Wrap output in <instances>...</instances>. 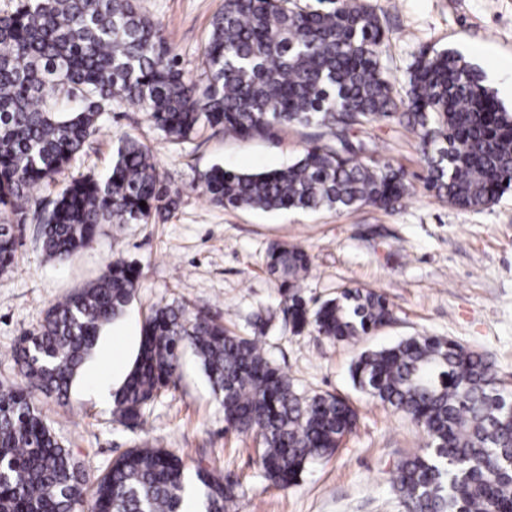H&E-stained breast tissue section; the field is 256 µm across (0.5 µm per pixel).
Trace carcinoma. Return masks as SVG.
Returning a JSON list of instances; mask_svg holds the SVG:
<instances>
[{"label": "carcinoma", "mask_w": 512, "mask_h": 512, "mask_svg": "<svg viewBox=\"0 0 512 512\" xmlns=\"http://www.w3.org/2000/svg\"><path fill=\"white\" fill-rule=\"evenodd\" d=\"M384 37L368 0L315 9L293 0H224L202 50L200 82L179 68L136 0H18L0 13V272L14 266L13 226L26 223L35 190L56 181L121 102L174 140L201 125L242 138L288 124L332 136L286 167H211L201 187L217 206L395 209L409 194L404 172L362 157L365 145L351 140L380 120L412 128L440 199L462 210L496 203L512 190V112L452 51L421 53L396 85L381 61ZM175 205L156 154L130 138L106 176L73 179L43 209L42 252L64 265L92 243L99 225L147 224ZM265 259L296 333L311 327L349 341L392 321L382 294L358 288L309 307L300 288L311 263L299 246L272 244ZM139 278L133 265L110 261L94 282L52 305L39 330L20 337L16 363L25 383L0 386V512H183L195 487L204 490L205 512H224L235 498L236 483L202 466L191 473L182 456L147 443L92 478L40 409L41 394L66 404L102 327L124 313ZM187 347L224 422L260 437L258 464L280 488L295 485L355 428L357 412L345 399L299 392L259 337L175 303L155 306L144 324L113 396L119 424H142L146 408L178 377ZM350 375L426 435L422 453L401 459L388 478L404 512H512V391L493 364L451 339L422 334L362 352Z\"/></svg>", "instance_id": "1"}]
</instances>
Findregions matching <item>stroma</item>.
Segmentation results:
<instances>
[{
  "mask_svg": "<svg viewBox=\"0 0 512 512\" xmlns=\"http://www.w3.org/2000/svg\"><path fill=\"white\" fill-rule=\"evenodd\" d=\"M387 20L382 63L395 82L425 50L460 54L483 84L512 109V0H370ZM223 0H137L160 24L180 68L203 79L201 48ZM310 130L279 128L264 138L237 139L204 127L189 140L167 138L137 107L109 113L101 134L71 162L58 182L38 188L54 198L61 183L107 171L125 137L154 148L178 205L151 224L100 225L91 246L65 265L46 262L37 227L16 233L13 270L0 274V384L22 377L14 360L20 336L36 331L47 309L94 281L119 257L141 267L140 288L124 315L103 327L92 355L74 379L67 405L42 401L62 445L98 474L142 439L176 450L236 482L225 512H402L387 478L397 460L425 445L402 414L356 391L349 371L364 350L419 334L444 336L483 355L512 388V192L481 210H460L425 185L426 164L405 125L380 121L362 138L375 159L407 173L410 194L386 212L364 205L348 211L263 212L212 204L198 176L213 165L237 172L278 168L310 145ZM300 246L311 258L302 295L315 305L344 288L383 294L393 309L387 326L354 342H336L307 329L292 333L279 305V282L265 266L270 244ZM177 301L209 312L229 330L258 336L269 360L299 390L332 393L358 413L352 434L328 458L309 464L297 485L283 490L256 463L259 440L226 430L224 411L191 351H184L176 387L147 409L142 430L115 422L112 402L97 387L112 382V341L141 336L154 305Z\"/></svg>",
  "mask_w": 512,
  "mask_h": 512,
  "instance_id": "obj_1",
  "label": "stroma"
}]
</instances>
